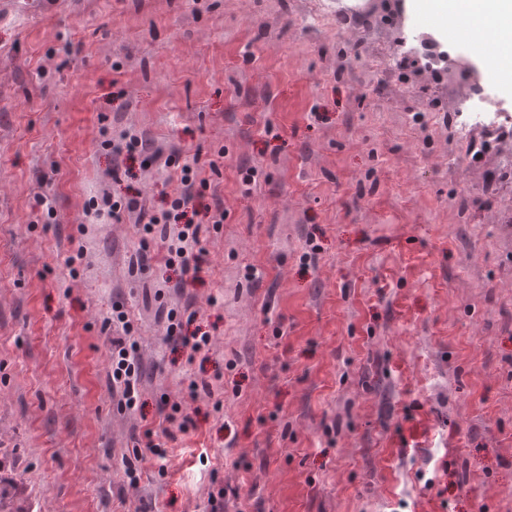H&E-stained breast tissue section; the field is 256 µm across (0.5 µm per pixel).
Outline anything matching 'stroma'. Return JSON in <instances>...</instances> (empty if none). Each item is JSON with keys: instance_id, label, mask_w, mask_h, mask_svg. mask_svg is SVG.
<instances>
[{"instance_id": "stroma-1", "label": "stroma", "mask_w": 512, "mask_h": 512, "mask_svg": "<svg viewBox=\"0 0 512 512\" xmlns=\"http://www.w3.org/2000/svg\"><path fill=\"white\" fill-rule=\"evenodd\" d=\"M316 2L0 0L10 499L512 512V77L415 0H338L345 27L314 23ZM409 31L476 75L416 74L396 46ZM478 88L508 114L471 151L457 107ZM111 129L150 152L102 149ZM185 161L200 192L194 277L169 261L178 225L148 238L139 209L88 208L134 195L163 209ZM115 310L140 357L132 409L110 376ZM171 310L209 349L169 340Z\"/></svg>"}]
</instances>
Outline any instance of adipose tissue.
<instances>
[{"label": "adipose tissue", "mask_w": 512, "mask_h": 512, "mask_svg": "<svg viewBox=\"0 0 512 512\" xmlns=\"http://www.w3.org/2000/svg\"><path fill=\"white\" fill-rule=\"evenodd\" d=\"M420 8L440 19L465 22L464 40L473 42L479 55H490L495 69L512 73V0H418ZM494 21L492 43L478 40L487 21Z\"/></svg>", "instance_id": "ef3b65f1"}]
</instances>
